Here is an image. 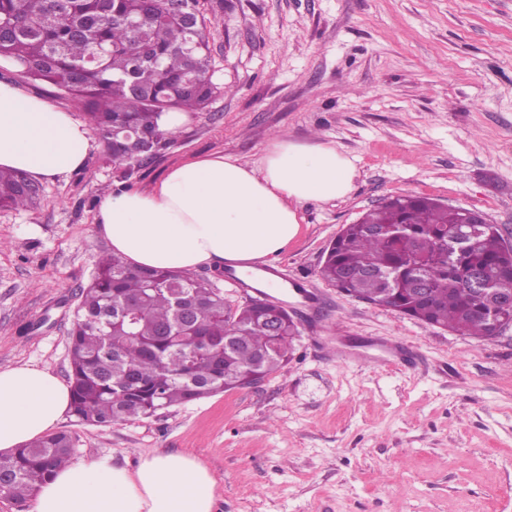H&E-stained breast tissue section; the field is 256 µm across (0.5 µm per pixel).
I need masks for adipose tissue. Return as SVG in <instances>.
Here are the masks:
<instances>
[{
    "label": "adipose tissue",
    "instance_id": "ef3b65f1",
    "mask_svg": "<svg viewBox=\"0 0 512 512\" xmlns=\"http://www.w3.org/2000/svg\"><path fill=\"white\" fill-rule=\"evenodd\" d=\"M94 148L88 123L0 81V167L30 179L64 178ZM352 162L327 144L285 139L248 165L215 154L171 167L146 190H116L94 215L114 254L135 268L190 271L230 263L241 272L278 255L300 233L303 203L352 190ZM70 388L30 364L0 366V452L53 431ZM215 481L189 455L153 452L135 470L101 459L59 469L34 512H213Z\"/></svg>",
    "mask_w": 512,
    "mask_h": 512
}]
</instances>
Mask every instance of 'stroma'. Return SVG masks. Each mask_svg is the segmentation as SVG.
<instances>
[{
  "label": "stroma",
  "mask_w": 512,
  "mask_h": 512,
  "mask_svg": "<svg viewBox=\"0 0 512 512\" xmlns=\"http://www.w3.org/2000/svg\"><path fill=\"white\" fill-rule=\"evenodd\" d=\"M218 93L139 168L105 159L0 209V365L70 379L80 289L109 241L102 188L142 189L213 154L261 159L276 137L336 146L349 195L303 204L276 258L322 298L293 360L260 384L109 426L65 416L72 462L135 469L149 452L211 472L214 512H512V325L474 340L346 296L318 269L342 225L387 197L483 213L512 247V0H197Z\"/></svg>",
  "instance_id": "1"
}]
</instances>
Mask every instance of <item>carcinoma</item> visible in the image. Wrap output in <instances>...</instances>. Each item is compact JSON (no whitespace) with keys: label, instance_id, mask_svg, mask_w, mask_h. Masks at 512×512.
Wrapping results in <instances>:
<instances>
[{"label":"carcinoma","instance_id":"1","mask_svg":"<svg viewBox=\"0 0 512 512\" xmlns=\"http://www.w3.org/2000/svg\"><path fill=\"white\" fill-rule=\"evenodd\" d=\"M137 0H0V58L19 78L56 89L80 109L113 162L139 166L131 144L165 145V112H199L216 92L211 49L200 21L183 25L158 7L135 26ZM40 186L0 169V208L26 209ZM466 211L426 196L390 197L348 224L332 240L319 275L328 285L371 304L462 336H491V319L511 317L512 249L498 227L479 225L472 245L448 252V234L468 230ZM426 281L422 297L412 289ZM176 293L190 304L180 321ZM266 299L236 309L220 289L186 273L134 269L119 256L96 262L69 333L71 414L112 425L237 388L239 376L265 375L294 353L301 331L285 319L276 350L263 327ZM70 434L58 432L0 455V481L20 505L69 463Z\"/></svg>","mask_w":512,"mask_h":512}]
</instances>
